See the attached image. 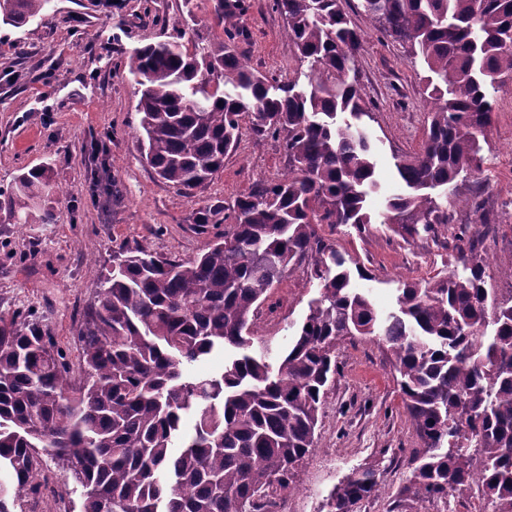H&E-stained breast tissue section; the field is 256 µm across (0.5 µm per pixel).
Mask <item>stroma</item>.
Instances as JSON below:
<instances>
[{"label":"stroma","mask_w":512,"mask_h":512,"mask_svg":"<svg viewBox=\"0 0 512 512\" xmlns=\"http://www.w3.org/2000/svg\"><path fill=\"white\" fill-rule=\"evenodd\" d=\"M248 38L238 50L254 69L278 80L294 77V46L271 0H245ZM362 34L356 76L370 115L363 123L376 148L382 190L372 212L385 206L397 176L395 155L419 149L427 125L422 62L411 61L399 43L383 39L360 0H342ZM194 13L195 28L185 17ZM212 0H52L45 18L14 27L0 22V187L23 170L46 166L52 186L66 192L53 224H16L0 212V311L32 310L59 344L74 351L81 312L93 297L113 250L140 245L187 258L205 252L212 234L196 233L193 216L209 205H232L257 181L278 177L288 157L284 138L255 143L243 129L236 153L223 171L186 196L157 177L136 141L137 86L125 63L135 47L181 40L216 44ZM494 122L479 174L459 181L454 222L436 235L402 238L387 224L358 232L349 225H319L348 266H362L382 313L395 310L402 281H427L462 271L454 234L457 225L478 229L475 244L488 257L486 285L498 299L512 294V79L492 93ZM123 192L110 202L96 182ZM319 283L298 267L275 288L255 316L253 351L276 362L305 318ZM338 373L319 421L320 444L299 469L288 512H322L330 492L355 468L379 469L380 495L358 512H441L442 502L406 503L398 491L408 459L423 442L409 421L386 344L375 336L341 341Z\"/></svg>","instance_id":"35a3bbf8"}]
</instances>
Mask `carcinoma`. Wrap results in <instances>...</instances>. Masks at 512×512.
<instances>
[{
	"instance_id": "cac0c4a2",
	"label": "carcinoma",
	"mask_w": 512,
	"mask_h": 512,
	"mask_svg": "<svg viewBox=\"0 0 512 512\" xmlns=\"http://www.w3.org/2000/svg\"><path fill=\"white\" fill-rule=\"evenodd\" d=\"M385 37L423 61L427 128L395 157L402 182L382 223L401 236L453 223L448 193L481 170L490 91L512 79V0H360ZM50 0H0L22 25ZM307 82L273 85L238 52L243 0H214L218 48L150 43L127 57L138 85V142L161 180L189 195L237 150L243 122L256 142L285 135L288 170L234 204L201 209L199 231L224 225L203 253L112 251L83 311L72 361L34 315L0 316V512H34L44 457L66 465L81 512H277L298 466L319 447L318 422L338 371L336 345L379 336L405 411L424 441L399 495L412 503L477 488L482 512H512V305L486 288L487 258L470 224L455 232L465 273L405 282L397 311L378 318L352 287L345 260L317 226L375 219L379 188L368 102L349 76L361 49L340 0H273ZM49 174L33 167L0 188L17 224L55 222ZM308 261L320 296L274 367L249 353L253 318L274 285ZM237 355L218 374L190 367ZM380 493L373 466L351 472L327 512H355Z\"/></svg>"
}]
</instances>
